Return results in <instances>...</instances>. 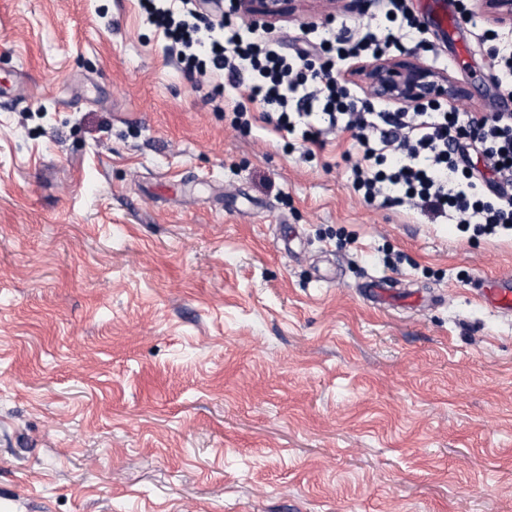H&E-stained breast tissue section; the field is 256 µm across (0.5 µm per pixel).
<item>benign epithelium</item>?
Returning <instances> with one entry per match:
<instances>
[{
    "mask_svg": "<svg viewBox=\"0 0 512 512\" xmlns=\"http://www.w3.org/2000/svg\"><path fill=\"white\" fill-rule=\"evenodd\" d=\"M292 0H241L247 14L256 20L275 19L288 11ZM373 90L395 100L412 103L448 95V76L417 64L384 61L370 71Z\"/></svg>",
    "mask_w": 512,
    "mask_h": 512,
    "instance_id": "1",
    "label": "benign epithelium"
}]
</instances>
